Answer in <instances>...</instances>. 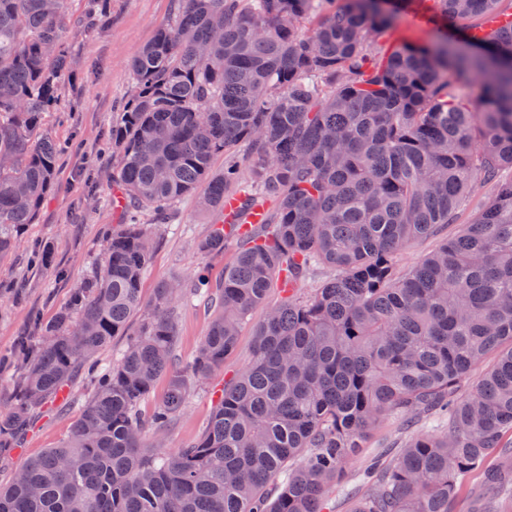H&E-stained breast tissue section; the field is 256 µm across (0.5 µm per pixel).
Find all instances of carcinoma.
I'll list each match as a JSON object with an SVG mask.
<instances>
[{
    "label": "carcinoma",
    "instance_id": "1",
    "mask_svg": "<svg viewBox=\"0 0 512 512\" xmlns=\"http://www.w3.org/2000/svg\"><path fill=\"white\" fill-rule=\"evenodd\" d=\"M72 0H0V256L35 222L61 147L42 115L68 68ZM466 47L392 38L374 0H174L134 54L132 89L112 126L123 205L102 268L43 328L0 409V453L34 412L88 369L94 379L68 440L0 485V512H325L328 485L386 415L434 419L443 435L406 442L355 512H451L465 478L512 493V7L430 0ZM505 30L482 33L488 16ZM99 0L78 21L101 22ZM311 27H305L308 20ZM476 80L478 99L454 83ZM219 154L231 156L213 171ZM495 195L454 238L406 271L397 256L452 224L476 181ZM218 215L197 243L224 254V201L263 209L259 231L204 283L165 280L143 305L152 224L187 196ZM333 274L311 292L314 270ZM282 293L266 306L271 291ZM201 297L216 315L177 366V307ZM266 308L253 356L191 444L167 452L149 431L182 415ZM143 313L131 329V318ZM116 336L130 340L98 364ZM496 364L459 394L487 355ZM166 394L140 406L157 381ZM283 477L267 503V486Z\"/></svg>",
    "mask_w": 512,
    "mask_h": 512
}]
</instances>
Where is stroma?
<instances>
[{"instance_id": "stroma-1", "label": "stroma", "mask_w": 512, "mask_h": 512, "mask_svg": "<svg viewBox=\"0 0 512 512\" xmlns=\"http://www.w3.org/2000/svg\"><path fill=\"white\" fill-rule=\"evenodd\" d=\"M172 7V0H109L108 20L100 28L90 30L72 22L63 33L70 66L59 82L54 110L43 115V129L65 153L36 222L25 225L15 249L0 259V406L11 400L24 377L25 364L16 356L20 338L36 339L39 322L50 320L68 304L74 289L102 262L106 236L121 221L122 211L113 202L112 126L131 90L132 56L152 37L156 26L168 19ZM438 35L429 0H410L394 15L393 37L397 41L431 45ZM493 192V186L476 185L456 223L412 243L398 256L397 267L416 265L442 239L455 236ZM179 212L181 222L189 224L192 233L186 236L174 225H160L152 263L142 281L144 301H151L162 280L213 278L222 267L221 262L196 249L211 215L201 211L191 196L183 200ZM42 248L50 249L51 265L29 262L30 253ZM209 324L210 316L203 308L188 305L181 309L177 320L181 359L194 354ZM89 391L88 377H78L67 402L43 407L19 449L0 458V482L8 481L27 459L68 439ZM213 402L212 388L192 393L180 419L158 434L159 445L172 451L194 440L208 421ZM430 431V423L424 420L385 418L346 462L342 477L330 490L326 512H353L366 494L364 474L371 465L392 456L398 441Z\"/></svg>"}]
</instances>
